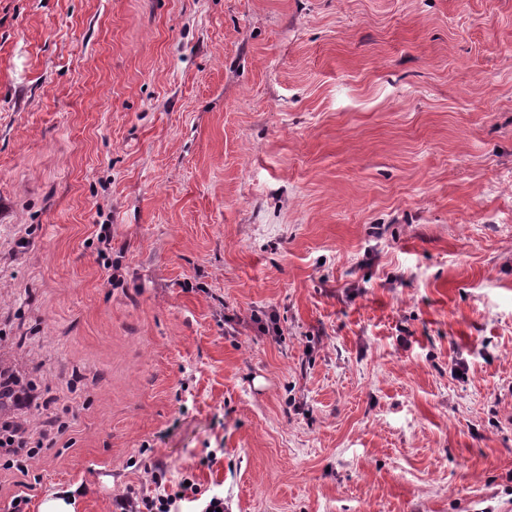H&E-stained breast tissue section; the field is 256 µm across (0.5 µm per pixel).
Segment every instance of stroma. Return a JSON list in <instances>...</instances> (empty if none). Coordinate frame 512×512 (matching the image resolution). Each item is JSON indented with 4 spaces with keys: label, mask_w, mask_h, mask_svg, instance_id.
I'll use <instances>...</instances> for the list:
<instances>
[{
    "label": "stroma",
    "mask_w": 512,
    "mask_h": 512,
    "mask_svg": "<svg viewBox=\"0 0 512 512\" xmlns=\"http://www.w3.org/2000/svg\"><path fill=\"white\" fill-rule=\"evenodd\" d=\"M0 359V512H512V0H0ZM29 439L30 434L28 433V429L21 423L14 424L13 434L8 435L5 440L3 438L0 439L1 457H15V460L12 459V466L16 465V468L24 473H28V465L25 464L27 459L33 458V456H29L31 455V453L29 454V451H27L26 454L27 459L23 460L21 456V452L24 448L27 447ZM19 456H21V458H19ZM14 462H16V464ZM188 478L182 479L178 483L177 490L173 493L160 495H151L144 492L129 490L126 494L115 499V511L117 512H172L171 507L175 505L177 500L185 498L186 493L190 490L193 495L199 493V488L194 482H190L189 486L185 485Z\"/></svg>",
    "instance_id": "obj_1"
}]
</instances>
